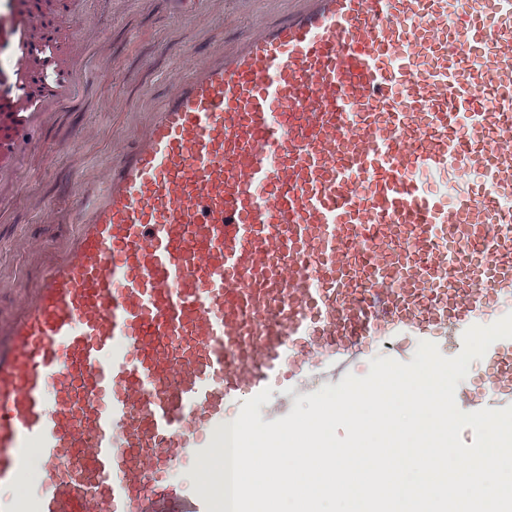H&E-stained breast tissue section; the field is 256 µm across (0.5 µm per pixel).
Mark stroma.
<instances>
[{"mask_svg":"<svg viewBox=\"0 0 512 512\" xmlns=\"http://www.w3.org/2000/svg\"><path fill=\"white\" fill-rule=\"evenodd\" d=\"M91 5L104 40L81 49L92 73L90 90L54 111L35 136L38 148L25 153L16 180L0 185V285L7 288L26 264L11 248L14 237L36 232L56 240L65 233L64 225L46 223L31 210L27 195L73 212L81 180L116 153L162 98L167 70L188 65L199 53L232 49L248 27L278 21L298 3L226 0L220 14L211 13L203 0L194 6L174 0H91ZM86 126L96 128V137L79 139Z\"/></svg>","mask_w":512,"mask_h":512,"instance_id":"stroma-1","label":"stroma"}]
</instances>
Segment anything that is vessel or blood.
<instances>
[{"mask_svg":"<svg viewBox=\"0 0 512 512\" xmlns=\"http://www.w3.org/2000/svg\"><path fill=\"white\" fill-rule=\"evenodd\" d=\"M42 23L0 0V177L82 84ZM165 83L68 234L12 242L0 512H220L229 407L512 313V0H300ZM486 357L457 401L512 405V339Z\"/></svg>","mask_w":512,"mask_h":512,"instance_id":"vessel-or-blood-1","label":"vessel or blood"}]
</instances>
